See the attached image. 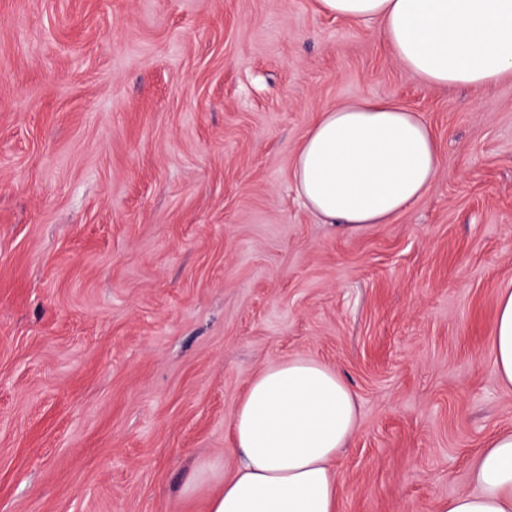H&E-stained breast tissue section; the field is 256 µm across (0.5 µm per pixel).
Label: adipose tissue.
Segmentation results:
<instances>
[{
  "instance_id": "1",
  "label": "adipose tissue",
  "mask_w": 512,
  "mask_h": 512,
  "mask_svg": "<svg viewBox=\"0 0 512 512\" xmlns=\"http://www.w3.org/2000/svg\"><path fill=\"white\" fill-rule=\"evenodd\" d=\"M323 13L375 23L392 55L430 85L481 88L512 75V0H318ZM436 140L417 113L384 100L320 112L294 159L304 204L330 222L385 224L436 180ZM494 371L512 388V290L497 302ZM357 427L353 391L312 360L254 377L231 420L235 470L208 512H338L333 464ZM474 492L438 512H512V432L494 435L470 469Z\"/></svg>"
}]
</instances>
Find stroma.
Listing matches in <instances>:
<instances>
[{
	"label": "stroma",
	"mask_w": 512,
	"mask_h": 512,
	"mask_svg": "<svg viewBox=\"0 0 512 512\" xmlns=\"http://www.w3.org/2000/svg\"><path fill=\"white\" fill-rule=\"evenodd\" d=\"M384 99L440 148L385 224L301 202L317 113ZM512 76L422 82L315 0H0V512H207L270 363L357 395L339 512H438L512 431ZM491 345L494 371L505 387L512 388V290L504 291L498 299Z\"/></svg>",
	"instance_id": "obj_1"
}]
</instances>
